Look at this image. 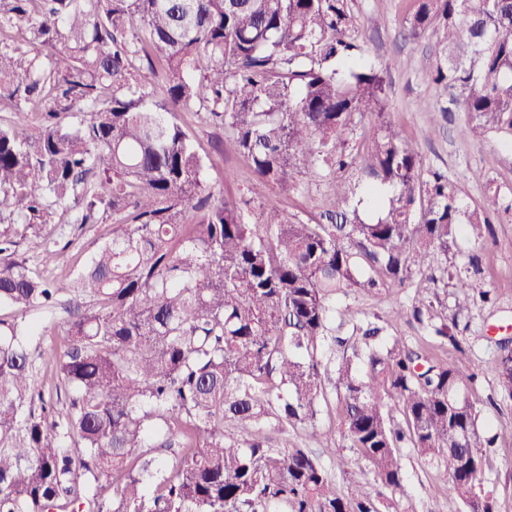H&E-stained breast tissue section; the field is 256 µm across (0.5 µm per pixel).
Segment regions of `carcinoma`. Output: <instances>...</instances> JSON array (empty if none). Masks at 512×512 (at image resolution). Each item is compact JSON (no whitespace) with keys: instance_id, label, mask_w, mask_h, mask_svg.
<instances>
[{"instance_id":"obj_1","label":"carcinoma","mask_w":512,"mask_h":512,"mask_svg":"<svg viewBox=\"0 0 512 512\" xmlns=\"http://www.w3.org/2000/svg\"><path fill=\"white\" fill-rule=\"evenodd\" d=\"M357 21L353 0H0V30L28 33L0 47V307L13 311L0 317V512H399L403 448L465 512H497L480 481L512 427L485 435L467 395L481 367L436 354L461 345L425 263L460 232L481 239L501 202L465 210L448 173L423 168ZM407 24L433 38L425 78L454 90L420 107L465 113L466 136L511 131L512 0H418ZM196 104L224 128L214 150L250 160L254 198L295 191L303 168L336 210L304 224L266 206L255 223L250 201L214 195L167 118ZM59 208L69 224L117 219L78 273L45 278L13 255ZM480 272L473 254L450 275L457 311L490 300ZM415 274L392 321L347 307L330 328L336 297ZM65 297L82 304L36 366L27 336L41 326L27 313ZM401 320L429 343L383 340ZM37 369L67 393L62 411ZM494 374L512 399L505 342ZM331 377L347 448L373 476L351 487L307 447L271 443L288 427L331 440L315 426Z\"/></svg>"}]
</instances>
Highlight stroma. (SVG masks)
Masks as SVG:
<instances>
[{"label":"stroma","instance_id":"1","mask_svg":"<svg viewBox=\"0 0 512 512\" xmlns=\"http://www.w3.org/2000/svg\"><path fill=\"white\" fill-rule=\"evenodd\" d=\"M415 0H355L353 9L359 18L357 41L366 57L387 69L390 96V118L400 126L408 143L418 152L428 168L446 170L448 178L461 190L469 207H476L485 196L498 195L505 205L492 219L490 232L476 243L458 241L447 256L430 260L432 271L464 267L468 253L481 258V278L485 287L494 291L495 300L474 307L459 316L461 347H445L442 357L448 362L473 361L482 365L484 375L468 389V397L480 412L482 430L500 423L512 424V399L498 397L491 368L496 357V339L512 338V132H489L466 138L460 133L465 122L461 112L441 116L423 112L418 104L424 99L440 98L441 92L427 84L423 72L431 62L429 42L424 37H411L406 19ZM175 119L185 125L191 139L207 162L204 181L227 197L246 195L255 181L250 162L234 153L215 154L213 146L224 136L222 128L208 123L193 111L175 112ZM436 127L434 139L423 138L422 131ZM299 190L283 196L267 190L268 204L276 206L295 221L315 223L332 200L323 179L314 173L300 174ZM112 230L111 224L56 223L45 237H27L17 249V259L36 267L44 249L59 253L56 270L73 273L89 261L97 245ZM415 281L391 288L375 296L350 295L336 300L338 308L349 307L361 316L389 319L399 303L414 293ZM327 401L320 404L316 424L333 435L329 443L312 447L311 452L337 480L350 483L368 479L363 465H350L340 471V458L349 450L341 435L336 412V389L327 385ZM402 461L406 494L400 501L401 512H461L460 504L451 498L437 471L421 462L411 449H403ZM482 490L491 492L498 512H512V440L499 439L481 478Z\"/></svg>","mask_w":512,"mask_h":512}]
</instances>
